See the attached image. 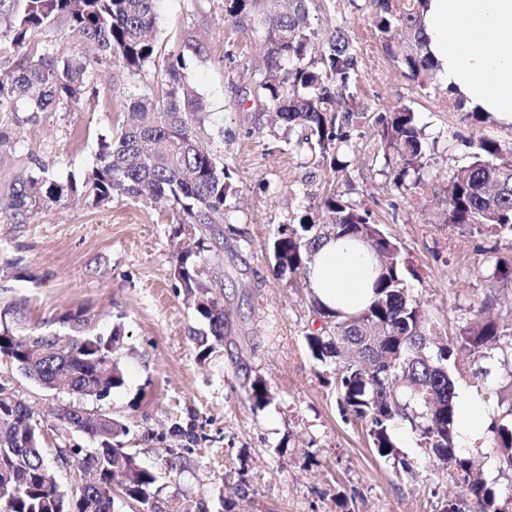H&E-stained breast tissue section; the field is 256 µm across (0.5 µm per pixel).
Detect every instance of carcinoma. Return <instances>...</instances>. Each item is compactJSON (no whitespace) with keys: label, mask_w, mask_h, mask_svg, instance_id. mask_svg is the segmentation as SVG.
Here are the masks:
<instances>
[{"label":"carcinoma","mask_w":512,"mask_h":512,"mask_svg":"<svg viewBox=\"0 0 512 512\" xmlns=\"http://www.w3.org/2000/svg\"><path fill=\"white\" fill-rule=\"evenodd\" d=\"M157 0H10L0 12V40L22 52L12 77L0 81V112L29 113V118L59 106L80 104L95 69L117 68L133 78L150 65H161V85L130 99L124 121L99 143L96 164L85 187L97 202L126 197L145 204L169 200L181 227L217 223L235 192L231 171L203 147L213 136L202 95L188 81L186 59L202 58V43L185 32L165 50L153 35ZM373 24L386 52L407 71L417 87L428 89L436 63L428 50L425 16L429 0H369ZM336 0H224V22L256 44L261 58L251 66L250 81L238 90V105L250 103L275 114L276 123L301 135L288 145L300 153L330 159L339 172L346 163L338 154L348 145L341 123L362 111L357 91L358 53L341 28L331 26ZM322 17L321 33L312 18ZM63 21L73 43L90 44L95 53L60 51L33 37ZM448 108L479 128L489 116L469 112L458 102ZM384 163L393 169L398 189L430 184L428 168L434 147L427 142L415 112L407 106L372 113ZM77 191L76 181H60L45 169L18 176L6 197L15 215L28 218L37 204L58 202ZM331 190L316 205L278 228L273 242L274 269L306 277L307 263L331 238L353 237L366 243L379 261L375 295L363 311L346 315L322 306L310 296L322 327L306 336L315 359L334 363L336 389L343 409L369 422V436L380 456H396L393 426L415 425L428 458L445 466L448 477L468 483L482 512H512V496L501 500L477 471L471 455L460 448L455 430V380L450 367L465 354L475 362L495 349L512 347V322L485 315L458 329L453 341L431 342V321L421 302L406 288V267L399 245L369 212ZM443 223L498 237L512 233V143L482 135L471 161L444 187ZM205 236L179 250L176 270L194 297L195 310L215 341L224 339V304L203 278L210 257ZM493 277L512 282V245L496 257ZM382 333L376 347L364 344L367 330ZM122 330L106 339L77 335L63 351L51 352V337L20 335L0 325V359L21 367L45 389L57 377H69L71 394L100 398L123 383L120 367ZM0 386V512H112L115 491L140 505V512H181L170 499L152 492L158 476L137 454L124 447L128 426L103 415L95 422L77 411L59 418L61 429L80 432L97 442L94 448L60 449L49 460L42 429L28 405L3 394ZM490 453L512 466V397L499 401L490 426ZM73 459L89 479L66 491L55 465Z\"/></svg>","instance_id":"obj_1"}]
</instances>
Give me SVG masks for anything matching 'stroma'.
Instances as JSON below:
<instances>
[{"label": "stroma", "instance_id": "obj_1", "mask_svg": "<svg viewBox=\"0 0 512 512\" xmlns=\"http://www.w3.org/2000/svg\"><path fill=\"white\" fill-rule=\"evenodd\" d=\"M336 24L358 47V92L371 108L408 106L435 145L433 185L394 190L380 141L369 119L347 127L350 165L338 177L328 163L288 148L284 130L259 131L237 90L257 52L224 22L223 0H161L160 44L187 29L201 41L203 58L186 75L224 131L212 146L232 172L236 188L223 223L205 233L207 278L220 282L224 340L203 345L206 322L194 310L176 272L171 237L175 209L131 199L96 203L86 189L44 202L24 220L0 202V315L21 335L62 338L67 318L81 315L90 334L121 326L124 383L105 397L77 402L88 413L123 420L125 445L147 465L162 469L161 499L177 498L188 512H224L223 498L245 486L239 512H442L448 495L467 497L462 481L425 456L406 422L397 424V457L379 456L366 422L343 416L331 365L316 360L305 336L320 326L298 279L273 269L279 225L317 204L329 187L352 183L349 198L395 239L414 274L410 295L420 300L435 335L452 337L478 306L512 319V282L493 278L491 243L460 236L443 224L440 189L470 161L481 133L512 140V126L495 122L479 131L448 111L440 82L421 93L383 49L365 0H338ZM128 86L112 69L95 72L83 105L39 113L0 155V194L20 173L45 165L57 179H83L101 138L121 124ZM459 385L489 403L512 387V351L476 363L458 356ZM267 383L272 400L248 399L254 381ZM0 385L38 413L47 450L90 447L73 431L58 433L53 408L72 402L65 392L40 388L0 360ZM414 462L407 480L397 458ZM173 474H165L167 462Z\"/></svg>", "mask_w": 512, "mask_h": 512}]
</instances>
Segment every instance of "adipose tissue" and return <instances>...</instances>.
<instances>
[{
    "label": "adipose tissue",
    "instance_id": "1",
    "mask_svg": "<svg viewBox=\"0 0 512 512\" xmlns=\"http://www.w3.org/2000/svg\"><path fill=\"white\" fill-rule=\"evenodd\" d=\"M426 34L448 98L512 125V0H430ZM377 276L370 249L347 237L319 248L307 280L324 306L352 314L371 303ZM455 401L456 429L466 447L476 448L485 441L493 407L464 388Z\"/></svg>",
    "mask_w": 512,
    "mask_h": 512
}]
</instances>
